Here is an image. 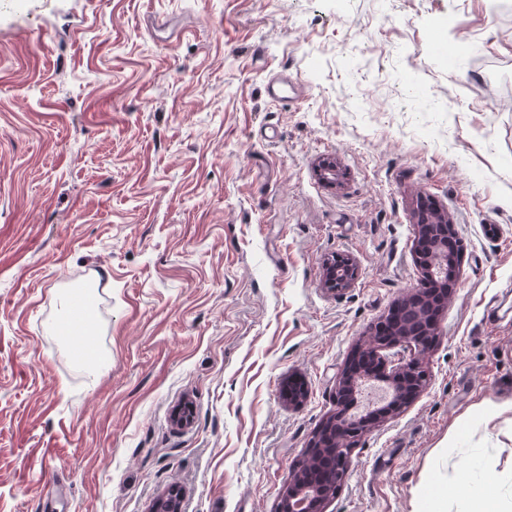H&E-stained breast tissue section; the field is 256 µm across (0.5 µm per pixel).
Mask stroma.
<instances>
[{
	"instance_id": "obj_1",
	"label": "stroma",
	"mask_w": 512,
	"mask_h": 512,
	"mask_svg": "<svg viewBox=\"0 0 512 512\" xmlns=\"http://www.w3.org/2000/svg\"><path fill=\"white\" fill-rule=\"evenodd\" d=\"M496 2L0 0V512H150L173 489L182 512H277L339 373L420 280L423 197L464 246L430 385L359 439L327 512H459L464 473L512 512ZM279 72L293 105L266 94ZM338 254L360 275L333 294ZM89 282L94 373L53 330ZM323 286L331 293H342L352 286L359 275L357 263L348 255L338 254L324 266Z\"/></svg>"
}]
</instances>
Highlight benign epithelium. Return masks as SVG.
<instances>
[{
  "mask_svg": "<svg viewBox=\"0 0 512 512\" xmlns=\"http://www.w3.org/2000/svg\"><path fill=\"white\" fill-rule=\"evenodd\" d=\"M414 260L418 284L365 336L336 381V413L313 435L308 475L293 471L278 512H327L348 473L352 447L383 420L400 414L428 388L430 375L421 359L438 332L440 309L432 298L448 296L457 285L463 250L448 256V237L456 227L434 209L416 225ZM324 288L339 294L359 275L357 263L338 254L324 266Z\"/></svg>",
  "mask_w": 512,
  "mask_h": 512,
  "instance_id": "1",
  "label": "benign epithelium"
}]
</instances>
